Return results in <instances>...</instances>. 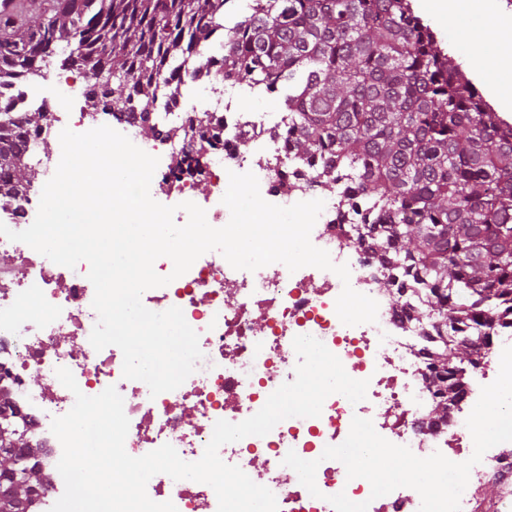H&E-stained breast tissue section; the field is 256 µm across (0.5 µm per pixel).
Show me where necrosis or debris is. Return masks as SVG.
Segmentation results:
<instances>
[{
    "label": "necrosis or debris",
    "mask_w": 512,
    "mask_h": 512,
    "mask_svg": "<svg viewBox=\"0 0 512 512\" xmlns=\"http://www.w3.org/2000/svg\"><path fill=\"white\" fill-rule=\"evenodd\" d=\"M87 82L86 73L76 71L59 79L50 92L37 80L2 83L0 112H48L45 133L34 131L29 136L35 148L43 138L60 135L66 128L81 133L99 127L97 113L73 107ZM165 112L175 125L209 114L223 125L224 144L199 156L197 165L186 172L176 166L185 145L174 139L155 140L147 149L159 159L151 196L191 201L198 181H206L201 206L208 223L216 228L230 219L222 198L232 171L253 173L261 196L269 203L284 207L314 199L306 185L309 168L289 155L273 135L284 113L257 116L238 111L223 87L187 67L176 80L175 96ZM242 133L256 143L248 158L236 145ZM285 178L295 180L293 190L280 189ZM358 221L338 195H330L310 235L313 245L326 250L334 264L348 265L346 284L334 272L310 266L294 272L281 263L256 273L237 270L217 251L200 256L177 278L171 275V259L157 265L156 273L171 276L172 281L146 290L142 303L154 312L180 308L199 335L203 357L180 387L155 397L144 382L123 377V354L118 347L100 351L92 347L90 334L98 316L92 307L94 287L87 278L88 263L82 261L70 269L25 243L0 236V256L10 257L22 268L21 275L0 277V385L10 389L14 410L26 417L28 436L42 448L39 464L49 477L32 512H50L65 489L57 470L63 448L51 423L71 410L75 397L59 381L57 369H69L79 390L88 396L116 387L129 419L125 440L129 455L140 457L169 444L183 460L194 462L202 457L216 421L247 419L283 383L294 380L298 356L293 340L299 335L317 338L340 359L350 377L368 381L366 398L354 404L332 394L320 416L285 419L265 436H248L222 446L220 458L269 488L278 512H334L328 498L340 492L353 502H368V512H418L421 499L414 489L401 487L372 498L367 480L348 479L340 461L322 460L325 447L343 443L353 417L358 416L371 420L388 441L407 446L422 458L451 449L473 451L466 419L482 387L494 377L481 373L468 386L466 405L452 407L447 421L434 431L425 429L436 390L423 353L430 330L408 321L379 288L380 272L373 255L366 242L351 232ZM347 284L377 302L376 322L347 326L340 321L336 300ZM33 375L45 380L47 389L31 387L27 379ZM291 451L302 459L318 460L315 481L320 497H312L296 472L284 466ZM492 481L503 489L500 505L506 510L512 507V448L507 443L490 448L472 468L461 496L462 512H481L477 492ZM147 494L156 502H172L177 512L218 510L217 496L209 485L176 481L162 473L148 481Z\"/></svg>",
    "instance_id": "obj_1"
}]
</instances>
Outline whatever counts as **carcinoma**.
Listing matches in <instances>:
<instances>
[{
    "label": "carcinoma",
    "instance_id": "obj_1",
    "mask_svg": "<svg viewBox=\"0 0 512 512\" xmlns=\"http://www.w3.org/2000/svg\"><path fill=\"white\" fill-rule=\"evenodd\" d=\"M56 0L0 37V80L42 75L61 45V68L120 76L90 78L86 105L138 124L149 137L186 136L159 100L176 68L246 83L288 105L277 133L311 167L313 182L343 187L347 205L383 271L381 288L408 320L426 323L428 368L437 392L433 429L467 391L480 345L512 329V125L501 119L409 0ZM35 110L0 115V206L38 178L27 161ZM196 151L221 128L198 124ZM0 427V512H28L48 484L43 449Z\"/></svg>",
    "mask_w": 512,
    "mask_h": 512
}]
</instances>
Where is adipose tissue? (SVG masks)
Segmentation results:
<instances>
[{
	"label": "adipose tissue",
	"mask_w": 512,
	"mask_h": 512,
	"mask_svg": "<svg viewBox=\"0 0 512 512\" xmlns=\"http://www.w3.org/2000/svg\"><path fill=\"white\" fill-rule=\"evenodd\" d=\"M417 7L448 30V43L471 79L484 86L488 103L503 117L512 121V53L486 54V42L512 41V15L504 13L499 0H417ZM470 17L479 25L473 34L450 29L452 20Z\"/></svg>",
	"instance_id": "adipose-tissue-1"
}]
</instances>
